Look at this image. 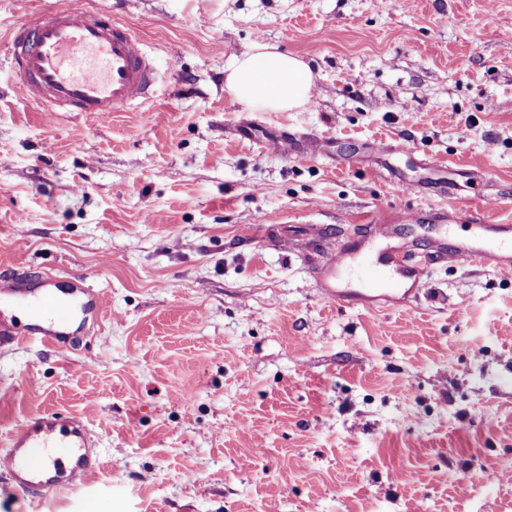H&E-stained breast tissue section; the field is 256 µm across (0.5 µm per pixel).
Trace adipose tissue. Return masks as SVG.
<instances>
[{
    "instance_id": "1",
    "label": "adipose tissue",
    "mask_w": 512,
    "mask_h": 512,
    "mask_svg": "<svg viewBox=\"0 0 512 512\" xmlns=\"http://www.w3.org/2000/svg\"><path fill=\"white\" fill-rule=\"evenodd\" d=\"M226 87L240 100L269 112L304 108L311 100L313 76L306 63L271 44L233 58Z\"/></svg>"
}]
</instances>
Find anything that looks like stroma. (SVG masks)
Wrapping results in <instances>:
<instances>
[{
	"label": "stroma",
	"mask_w": 512,
	"mask_h": 512,
	"mask_svg": "<svg viewBox=\"0 0 512 512\" xmlns=\"http://www.w3.org/2000/svg\"><path fill=\"white\" fill-rule=\"evenodd\" d=\"M85 2L160 78L102 121L42 112L0 69V277L109 297L102 335L0 346V444L52 411L102 466L48 499L0 473V512H512V273L429 262L416 299L371 308L314 278L376 224L418 259L409 217L512 224V0ZM64 3L0 0V61ZM258 43L308 64L317 105L226 88Z\"/></svg>",
	"instance_id": "1"
}]
</instances>
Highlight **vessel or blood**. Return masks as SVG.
<instances>
[{"mask_svg":"<svg viewBox=\"0 0 512 512\" xmlns=\"http://www.w3.org/2000/svg\"><path fill=\"white\" fill-rule=\"evenodd\" d=\"M10 70L24 96L49 112H90L101 118L151 98L157 74L140 38L125 24L109 21L86 6L67 0L65 6L31 15L11 35ZM468 237L450 245L439 258L451 263L477 262L512 271V225L488 224L472 218ZM368 244L353 250L340 244L321 266L322 296L346 302L351 295L382 291L400 299L422 286L423 263L394 260V228L378 224ZM33 306L38 315L25 331L0 321V346L35 342L48 348L62 344L66 331L88 311L103 314L104 292L86 287L57 291L17 287L0 278V303ZM99 440L85 425L58 413H38L13 432L0 454V470L13 490L47 498L84 484L99 464Z\"/></svg>","mask_w":512,"mask_h":512,"instance_id":"obj_1","label":"vessel or blood"}]
</instances>
